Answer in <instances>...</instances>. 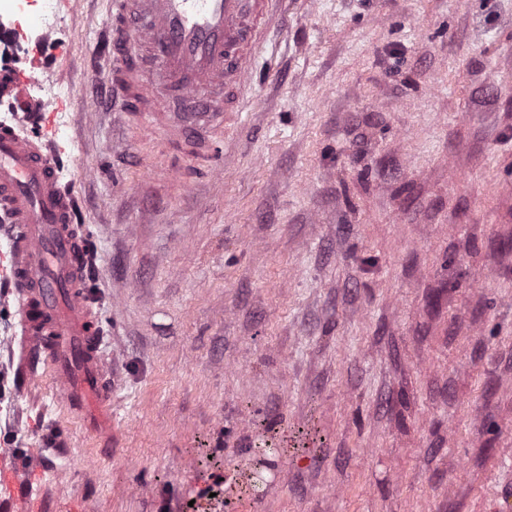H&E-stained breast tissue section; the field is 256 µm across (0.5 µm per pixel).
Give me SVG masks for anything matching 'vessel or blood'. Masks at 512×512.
<instances>
[{
  "label": "vessel or blood",
  "mask_w": 512,
  "mask_h": 512,
  "mask_svg": "<svg viewBox=\"0 0 512 512\" xmlns=\"http://www.w3.org/2000/svg\"><path fill=\"white\" fill-rule=\"evenodd\" d=\"M283 0H115L106 18L107 80L120 112L141 132L164 130L209 174L219 131L240 112L255 50ZM39 65L0 71V100L16 110L0 122V222L9 226L8 267L20 331L17 370L55 373L66 409L90 430L112 418L114 382L99 347L103 331L86 291V234L63 185L61 148L29 137L51 106L35 98ZM0 487L19 512H40L41 488L0 467Z\"/></svg>",
  "instance_id": "1"
}]
</instances>
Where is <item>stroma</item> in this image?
<instances>
[{
	"instance_id": "35a3bbf8",
	"label": "stroma",
	"mask_w": 512,
	"mask_h": 512,
	"mask_svg": "<svg viewBox=\"0 0 512 512\" xmlns=\"http://www.w3.org/2000/svg\"><path fill=\"white\" fill-rule=\"evenodd\" d=\"M55 4L37 94L117 386L97 434L22 383L0 300V455L56 472L45 512H512V0H285L188 190L99 109L104 0Z\"/></svg>"
}]
</instances>
